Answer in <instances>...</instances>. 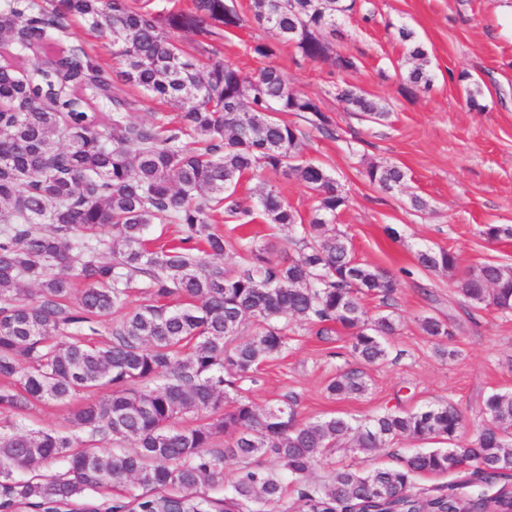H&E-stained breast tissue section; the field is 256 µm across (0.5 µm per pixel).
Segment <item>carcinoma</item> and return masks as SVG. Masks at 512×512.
Here are the masks:
<instances>
[{"instance_id": "obj_1", "label": "carcinoma", "mask_w": 512, "mask_h": 512, "mask_svg": "<svg viewBox=\"0 0 512 512\" xmlns=\"http://www.w3.org/2000/svg\"><path fill=\"white\" fill-rule=\"evenodd\" d=\"M348 0H252L251 11L270 39L252 46L263 59L293 46L316 61L329 56L326 36L351 11ZM79 19L112 46L121 81L181 111L178 122L130 119L132 102L113 90L97 55L64 42L66 21ZM241 18L226 0H192L154 12L131 0H0V409L61 402L102 387L111 396L74 410L70 426L133 450L78 448L54 430L0 432V512H369L394 505L403 512H507L505 486L469 499L412 491L422 474L467 464L482 480L512 478V393L483 401L488 424L470 440V459L456 441L466 423L452 404L415 412L386 411L364 419L330 416L300 422L296 400L264 411L239 397L238 379L288 343L295 320L323 336L334 325L351 334L357 365L329 383L346 398L369 390L367 367L388 356L397 324L368 317L363 297L388 300L399 282L359 261L336 213L343 188L320 162L304 156L299 130L279 114H308L331 134L318 101L294 89L273 65L247 76L227 62L206 66L174 39L178 31L211 35ZM413 66L407 81L429 87L428 53L414 32L398 29ZM337 99L371 121L388 112L366 94L343 88ZM294 177L315 204L307 222L278 187L261 183L259 215L286 227L294 253L253 238L227 240L217 224L249 223L252 210L234 199L245 175ZM370 184L405 188L396 165H372ZM162 225L161 235L151 228ZM108 235L102 236V229ZM237 264L224 266L228 249ZM108 253L111 260L104 259ZM430 271L453 272L447 248L417 251ZM473 308L512 313V266L485 263L459 281ZM140 304L113 314L130 293ZM112 323L98 343L59 341L74 330L88 336ZM251 337L241 341L247 325ZM432 337H448L433 317L421 321ZM209 412L213 420L178 426L180 416ZM230 440L218 448V439ZM448 440L449 447L413 453L398 468H334L327 480L283 503V475L304 477L340 450L369 452L406 438ZM272 455L275 465L252 464ZM239 459L222 499L202 492L224 484V464ZM65 471L42 475L58 461ZM29 472L31 476H20ZM130 481L141 492L98 505L80 503L88 490Z\"/></svg>"}]
</instances>
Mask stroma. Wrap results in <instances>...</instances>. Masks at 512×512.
Here are the masks:
<instances>
[{
	"mask_svg": "<svg viewBox=\"0 0 512 512\" xmlns=\"http://www.w3.org/2000/svg\"><path fill=\"white\" fill-rule=\"evenodd\" d=\"M239 27L210 36L179 33L178 41L201 61L223 60L251 74L264 62L253 44L267 33L252 18L250 0H232ZM503 0H356L341 24L336 51L355 66L341 70L333 60L311 61L292 47H280L272 62L301 93L315 98L334 130L326 136L302 115L284 121L300 132L306 157L324 163L336 176L348 203L336 220L359 259L386 269L400 286L388 301L367 298L368 314H392L398 329L387 359L371 367L366 394L331 397L327 386L350 362V335L336 328L325 337L296 330L280 355L242 378V393L260 409L294 397L300 420L329 416L369 417L386 411L413 412L453 402L468 430L484 423L482 403L492 392H512V314L468 307L458 276L483 263L512 265V238L488 239L489 224L512 225V15ZM412 28L428 52L429 89H407L406 48L400 27ZM352 85L381 103L389 115L374 123L336 99L337 86ZM480 89L476 101L468 92ZM397 165L407 176L401 192L371 185L365 170ZM426 210H415L411 195ZM422 247L456 252V273L423 269L415 254ZM449 323L454 358L436 353L437 341L421 329L423 317ZM103 391L83 392L63 402L35 403L23 412H0V431L68 430L74 409L97 401ZM404 439L370 452H338L336 462L354 467L400 466L415 451ZM416 491L440 495L493 494L473 483L469 470L423 474Z\"/></svg>",
	"mask_w": 512,
	"mask_h": 512,
	"instance_id": "1",
	"label": "stroma"
}]
</instances>
